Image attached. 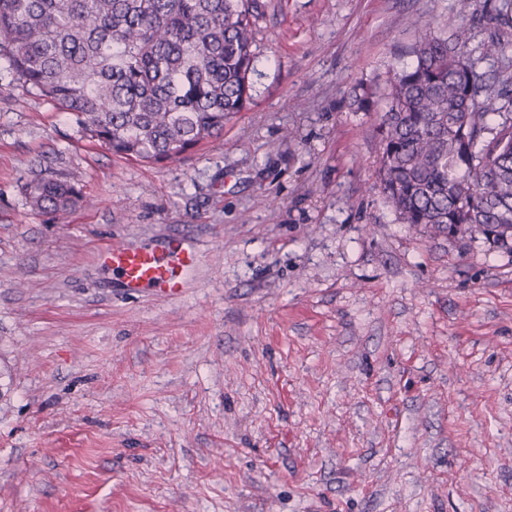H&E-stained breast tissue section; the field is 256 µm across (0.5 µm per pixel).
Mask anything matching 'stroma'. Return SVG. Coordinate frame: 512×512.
<instances>
[{
	"instance_id": "obj_1",
	"label": "stroma",
	"mask_w": 512,
	"mask_h": 512,
	"mask_svg": "<svg viewBox=\"0 0 512 512\" xmlns=\"http://www.w3.org/2000/svg\"><path fill=\"white\" fill-rule=\"evenodd\" d=\"M254 102L176 163L113 155L0 59V512H512V255L400 223L377 183L411 20L501 0H264ZM70 175L52 217L25 187ZM176 237L182 291L109 242ZM96 259L120 276L129 295H137L146 288L164 296L177 295L196 265L195 253L178 238L151 248L110 243L97 252Z\"/></svg>"
}]
</instances>
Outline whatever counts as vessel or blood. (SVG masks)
I'll return each instance as SVG.
<instances>
[{
  "label": "vessel or blood",
  "mask_w": 512,
  "mask_h": 512,
  "mask_svg": "<svg viewBox=\"0 0 512 512\" xmlns=\"http://www.w3.org/2000/svg\"><path fill=\"white\" fill-rule=\"evenodd\" d=\"M98 263L116 272L128 294L150 288L158 294H179L196 265L195 253L181 239L172 238L151 248H130L111 243L101 248Z\"/></svg>",
  "instance_id": "obj_1"
}]
</instances>
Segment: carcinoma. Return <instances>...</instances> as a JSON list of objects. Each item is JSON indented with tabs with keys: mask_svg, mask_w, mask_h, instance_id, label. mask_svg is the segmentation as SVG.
<instances>
[{
	"mask_svg": "<svg viewBox=\"0 0 512 512\" xmlns=\"http://www.w3.org/2000/svg\"><path fill=\"white\" fill-rule=\"evenodd\" d=\"M260 0H0V57L84 136L148 164L176 162L252 104ZM512 42L471 48L464 29H420L412 63L383 99L380 188L402 224L481 235L512 253V76L477 71ZM357 109L378 105L355 91ZM31 209L63 214L75 181L26 188Z\"/></svg>",
	"mask_w": 512,
	"mask_h": 512,
	"instance_id": "cac0c4a2",
	"label": "carcinoma"
}]
</instances>
